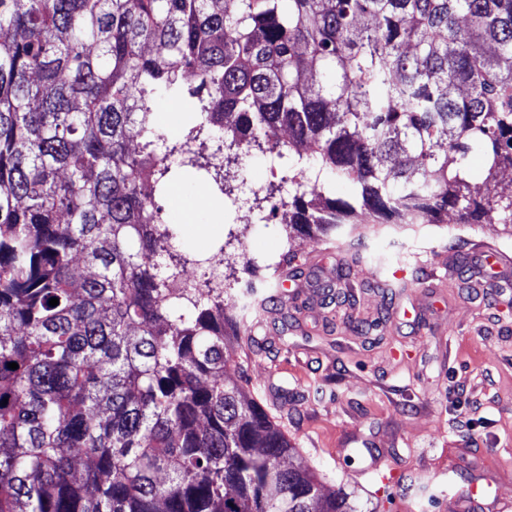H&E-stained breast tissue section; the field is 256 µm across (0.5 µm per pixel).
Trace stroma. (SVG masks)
I'll return each instance as SVG.
<instances>
[{
	"label": "stroma",
	"instance_id": "35a3bbf8",
	"mask_svg": "<svg viewBox=\"0 0 512 512\" xmlns=\"http://www.w3.org/2000/svg\"><path fill=\"white\" fill-rule=\"evenodd\" d=\"M269 160L242 156L234 184L238 207L209 199L210 185L173 183L167 210L200 257L212 255L224 227L240 221L254 193L279 183ZM492 246L512 260V236L498 224H373L358 217L335 238L288 245L279 221L248 225L235 278L253 285L232 310L269 296L288 250L284 299L265 319L246 316L245 337L228 377L260 403L328 489L355 492L361 512H399L414 502L448 512L453 449L491 459L472 480L512 501V263L486 261ZM392 449L400 472L385 484L366 468L370 449Z\"/></svg>",
	"mask_w": 512,
	"mask_h": 512
}]
</instances>
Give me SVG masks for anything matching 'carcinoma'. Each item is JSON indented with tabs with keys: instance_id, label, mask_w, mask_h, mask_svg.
Returning <instances> with one entry per match:
<instances>
[{
	"instance_id": "1",
	"label": "carcinoma",
	"mask_w": 512,
	"mask_h": 512,
	"mask_svg": "<svg viewBox=\"0 0 512 512\" xmlns=\"http://www.w3.org/2000/svg\"><path fill=\"white\" fill-rule=\"evenodd\" d=\"M227 129L225 171L285 170L290 244L360 211L512 235V0H0V512H359L227 380L233 289L185 276L161 199ZM159 112H165L168 118L170 136L179 138L182 134L183 125L188 118L187 106L178 101H163L159 106Z\"/></svg>"
}]
</instances>
